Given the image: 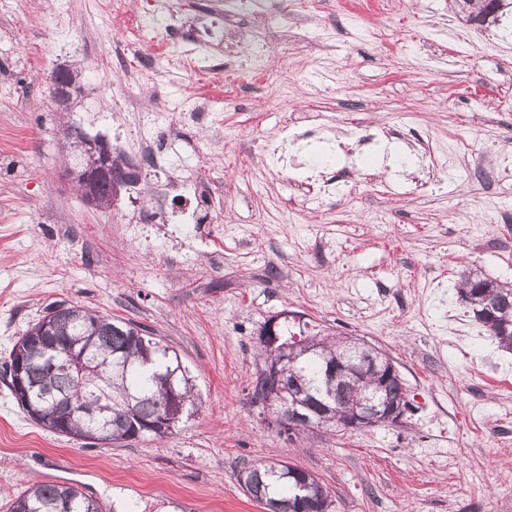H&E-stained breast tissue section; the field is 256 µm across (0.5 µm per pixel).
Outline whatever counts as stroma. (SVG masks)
I'll use <instances>...</instances> for the list:
<instances>
[{
    "mask_svg": "<svg viewBox=\"0 0 512 512\" xmlns=\"http://www.w3.org/2000/svg\"><path fill=\"white\" fill-rule=\"evenodd\" d=\"M288 3L235 6L251 54L185 64L126 40L99 0H0V361L63 299L149 328L198 396L168 439L105 447L36 424L0 377V512L30 478L103 512H265L237 475L279 460L316 476L331 512H512V354L475 320L448 331L464 268L512 284V181L488 176L512 155V17L486 29L451 0H316L287 57ZM70 60L86 81L64 112L48 75ZM203 97L221 104L199 111ZM318 108L329 131L290 143L295 167L267 165L263 141ZM354 115L386 142L357 145ZM67 127L137 166L110 208L65 180ZM427 139L458 150L427 166ZM326 156L350 175L313 205ZM286 312L385 351L412 412L290 441L267 426L250 403L259 331Z\"/></svg>",
    "mask_w": 512,
    "mask_h": 512,
    "instance_id": "1",
    "label": "stroma"
}]
</instances>
